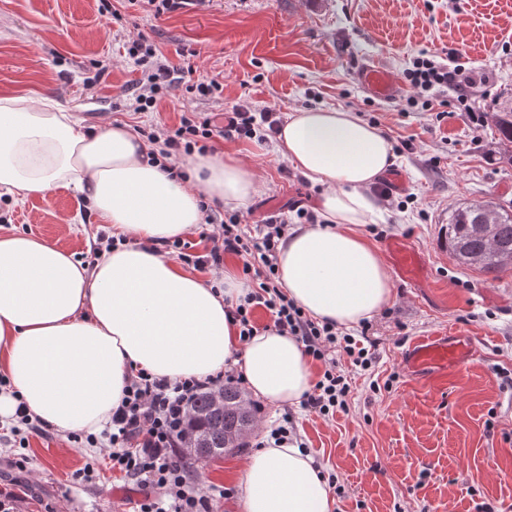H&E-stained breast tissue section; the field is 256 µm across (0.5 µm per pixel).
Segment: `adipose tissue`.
Returning <instances> with one entry per match:
<instances>
[{
	"mask_svg": "<svg viewBox=\"0 0 512 512\" xmlns=\"http://www.w3.org/2000/svg\"><path fill=\"white\" fill-rule=\"evenodd\" d=\"M148 150L128 126L85 131L50 99L0 94V189L22 202L74 187L113 235L129 239L88 268L37 237L0 234V423L22 402L56 431L100 432L133 366L173 381L238 363L251 392L274 407L312 387L313 367L293 337L267 330L240 340L224 311L249 289L235 270L215 290L153 248L201 223V202L248 203L257 172L233 156L195 153L180 161L185 179H171ZM276 151L323 188L318 223L292 226L278 246L285 293L320 321L372 318L393 284L361 229L381 209L371 186L393 163L389 141L354 112L316 108L289 114ZM240 484L241 512L334 509L320 468L294 444L253 449Z\"/></svg>",
	"mask_w": 512,
	"mask_h": 512,
	"instance_id": "adipose-tissue-1",
	"label": "adipose tissue"
}]
</instances>
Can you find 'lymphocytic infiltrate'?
<instances>
[{"label": "lymphocytic infiltrate", "instance_id": "1", "mask_svg": "<svg viewBox=\"0 0 512 512\" xmlns=\"http://www.w3.org/2000/svg\"><path fill=\"white\" fill-rule=\"evenodd\" d=\"M129 59L140 67L144 77L129 91L134 111H153L172 84H185L186 90L199 97L221 91L214 79L186 81L185 72L163 61L146 41H135L127 48ZM407 79L413 88L426 94L433 90L452 91L456 101L468 112L473 122H481L482 109L473 95L485 84V75L457 65L454 67L428 57L416 58ZM271 112L255 111L243 105L225 113L223 124L201 112H185L178 126L139 128L138 133L151 146L150 160L168 176H178V160L195 152L211 151L216 140H265L267 131L276 130ZM205 225L200 232L206 246L193 253L181 240L161 242V251L177 252L179 258L195 270L205 273L219 270L228 255L240 257L242 272L251 290L233 300L227 316L240 329L241 341H248L260 328L253 319L255 310H264L273 328L294 336L304 353L324 364L321 379L313 391L305 393L301 402L308 412L329 417L336 411H348L351 385L337 366L340 358L369 369L371 359L352 334L329 321L311 318L282 290L276 273L278 245L288 230L283 213L264 217L261 224H242L239 214L221 213L218 205L202 203ZM242 370L227 364L224 371L206 378H184L171 381L153 376L142 368L131 369L118 406L112 411L111 423L102 435L77 436L85 447L106 445L107 460L112 471L136 484L142 497L134 512H213L215 496L201 490L190 470L177 460L182 434L189 411L201 393L223 389L224 385L244 384Z\"/></svg>", "mask_w": 512, "mask_h": 512}]
</instances>
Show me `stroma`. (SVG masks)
I'll use <instances>...</instances> for the list:
<instances>
[{
	"instance_id": "obj_1",
	"label": "stroma",
	"mask_w": 512,
	"mask_h": 512,
	"mask_svg": "<svg viewBox=\"0 0 512 512\" xmlns=\"http://www.w3.org/2000/svg\"><path fill=\"white\" fill-rule=\"evenodd\" d=\"M97 0H0V93L53 99L88 129L114 123L178 124L185 112H219L237 104L280 119L309 108L356 112L389 139L395 161L386 179L406 209L384 206L363 231L379 250L398 242L424 256L419 281L393 276L394 301L372 317V366L343 362L349 410L324 418L290 410L324 474L344 489L334 512H512V267L498 276L459 264L441 244L451 211L492 202L512 212V143L501 141L497 115L512 109V0H189L160 16L112 0L119 18L99 14ZM152 43L193 79H216L210 98L174 85L152 112L125 96L142 77L126 54L129 40ZM489 78L476 91L484 111L472 123L455 100L412 103L405 78L420 54ZM106 71L87 88L93 62ZM375 63L396 80L392 100L358 82L359 64ZM216 155L252 163L263 189L239 212L246 224L272 207L306 203L319 189L277 155L273 141L220 140ZM12 230L66 252L89 253L99 225L80 194L57 187L17 203ZM452 332L477 342L461 368L425 382L402 360L417 336ZM0 444V490L14 512H131L139 488L109 467L95 482L79 472L94 451L54 430L30 435L25 468ZM246 451L194 462L200 487L230 489L213 512H239V465Z\"/></svg>"
}]
</instances>
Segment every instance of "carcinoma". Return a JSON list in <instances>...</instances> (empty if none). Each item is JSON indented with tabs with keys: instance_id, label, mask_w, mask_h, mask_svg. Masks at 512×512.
<instances>
[{
	"instance_id": "cac0c4a2",
	"label": "carcinoma",
	"mask_w": 512,
	"mask_h": 512,
	"mask_svg": "<svg viewBox=\"0 0 512 512\" xmlns=\"http://www.w3.org/2000/svg\"><path fill=\"white\" fill-rule=\"evenodd\" d=\"M480 212L469 207L455 208L448 220L444 235V246L448 252L466 264L462 257L466 253L480 256L477 269L484 274H498L506 264L499 258L501 252H512V213H499L496 224L497 250L488 249L478 225ZM220 396L224 404H214L215 396ZM207 392L201 395L188 414L185 428L194 431L202 439L201 447L210 449L209 457L224 455L229 438L246 423L248 415L242 407L239 390L226 385L219 394Z\"/></svg>"
}]
</instances>
